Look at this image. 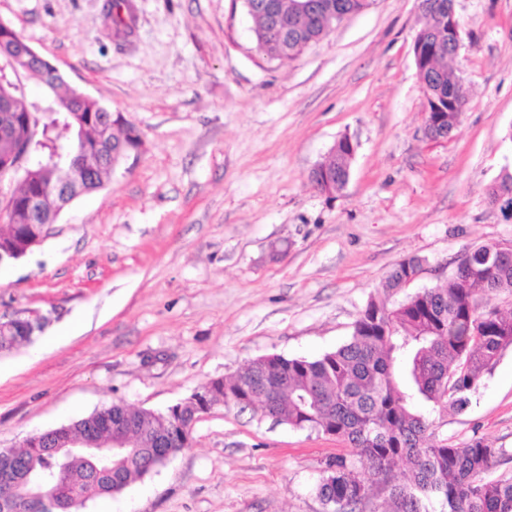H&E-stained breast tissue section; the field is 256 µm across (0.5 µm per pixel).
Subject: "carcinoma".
Masks as SVG:
<instances>
[{
    "mask_svg": "<svg viewBox=\"0 0 512 512\" xmlns=\"http://www.w3.org/2000/svg\"><path fill=\"white\" fill-rule=\"evenodd\" d=\"M125 0H110L107 17L113 35L125 34L119 10ZM255 51L268 61H293L320 42L323 27L317 20L297 17L288 22V37L271 33L272 24L262 13L251 14ZM420 32L435 47L433 72L419 70L428 93L442 98L454 93L466 100L462 80L451 66L454 47L448 44V22L424 14ZM21 74L50 91L56 110L39 112L23 90L14 92L7 107L0 106V126L20 122L16 133L0 136V159H18L25 153L52 155L68 152L78 132L92 144L101 142L104 155L97 173L98 185L114 171L111 153L126 152L140 144L139 131L126 121H108L110 111L98 100L83 101L78 89L42 62L29 63ZM461 113L426 114L425 121L454 131ZM324 184L341 190L348 183L352 157L344 139L336 142L319 164ZM81 174L66 165L46 177L37 172L14 181L5 208L17 217L0 225V252L21 254L56 213L57 184L77 180ZM40 198L33 215L27 202ZM418 257L399 263L383 290L394 294L406 287L419 268ZM494 295H512V259L499 257L498 244L468 248L458 259L456 272L444 283L421 288L404 300L388 305L372 298L356 320L350 339L314 359L268 355L257 358L236 374L214 379L199 393L224 406H251L258 398L262 410L298 429L334 435L351 448L348 455L328 459L315 491L328 512H363L370 493L384 483L386 493L375 512H429L438 502L446 512H512V478L489 480L485 474L505 455L484 438L452 445L435 437L434 421L427 408H452L458 412L482 376L506 348L512 346V312H503L486 301ZM30 340L20 324L0 335V351H9ZM102 421H124L130 430V447L108 454L93 470L81 460L56 472L55 501L69 502L77 512L95 497L119 494L167 460L152 459L159 452L156 440L173 427L170 412H154L113 403L90 414ZM14 457L33 478L51 471L45 448L34 441L15 450ZM405 464L400 469L399 464Z\"/></svg>",
    "mask_w": 512,
    "mask_h": 512,
    "instance_id": "obj_1",
    "label": "carcinoma"
}]
</instances>
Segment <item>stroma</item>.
Listing matches in <instances>:
<instances>
[{"label":"stroma","instance_id":"obj_1","mask_svg":"<svg viewBox=\"0 0 512 512\" xmlns=\"http://www.w3.org/2000/svg\"><path fill=\"white\" fill-rule=\"evenodd\" d=\"M106 3L0 0V20L145 143L0 267V316L50 318L0 353V448L115 402L166 411L262 356L316 358L403 260L425 261L413 293L466 248L512 240L487 199L512 169V0H456L467 104L440 144L424 133L418 0H370L292 62L254 51L241 0H130L121 38ZM344 135L356 155L331 199L309 173ZM470 399L433 412L436 438L487 439L506 451L491 478L512 477V347ZM349 452L219 404L189 447L84 512H325L315 486ZM3 319H0V328L2 329L10 328L11 323L16 320H25L31 324L33 330H40L41 332L50 321L48 316L34 309L21 310L10 317H3Z\"/></svg>","mask_w":512,"mask_h":512}]
</instances>
